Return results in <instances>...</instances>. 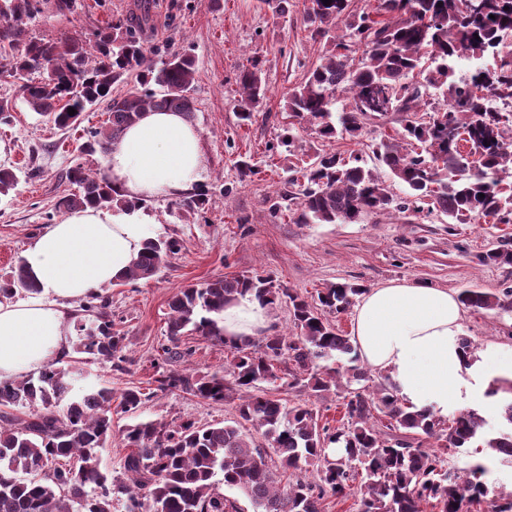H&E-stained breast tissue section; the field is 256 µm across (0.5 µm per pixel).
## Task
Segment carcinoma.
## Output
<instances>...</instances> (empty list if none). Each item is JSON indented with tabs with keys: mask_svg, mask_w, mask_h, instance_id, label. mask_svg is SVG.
I'll use <instances>...</instances> for the list:
<instances>
[{
	"mask_svg": "<svg viewBox=\"0 0 512 512\" xmlns=\"http://www.w3.org/2000/svg\"><path fill=\"white\" fill-rule=\"evenodd\" d=\"M303 20L312 35L336 37L303 79L288 88L291 122L277 143L291 151L299 127L317 137L362 135L368 121L400 114V141L382 140L374 157L389 178L409 190L396 199L378 171L355 156L313 148L310 162L292 170L270 205L273 216L288 211L296 224L351 223L366 215L406 213L426 199L453 224L488 217L512 224V0H378L359 14L352 0H309ZM80 0H0V57L8 71L24 77L22 97L37 115L59 129L76 125L88 108L103 104L108 118L88 131L82 152L105 156L144 112H179L191 119L197 68L187 53L155 64L136 28L149 4L125 25L98 31L90 45L75 38L33 39L28 24L48 8L57 17L78 14ZM497 58L456 78L459 60ZM132 86L112 95L118 82ZM238 120L251 125L267 93L257 66L239 72ZM76 113L68 114V108ZM75 186L59 197L58 211L87 207L126 208L130 202L101 168L77 163L66 172ZM18 176L0 167V195L14 190ZM205 188L177 206L208 209ZM181 250L175 237L150 238L118 283L153 279ZM484 263L512 264V250L492 249ZM32 291L23 263L0 277V296ZM364 288L333 283L306 299L266 276H235L189 284L171 297L168 358H185V336L224 344L230 378L157 371L154 388L91 387L69 397L82 375L81 355L129 362L125 337L114 330L109 298L95 291L79 302L76 356L66 354L38 373L0 382V512H244L224 488L238 490L251 512H321L327 498H357L358 512H512V493L489 487V468L476 455L494 452L512 464V380L496 378L487 395H508L497 411L501 427L476 409L436 418L412 411L392 382L370 389L352 336L324 318L341 313ZM249 295L266 308L288 304L297 336L268 333L256 343L224 339V307ZM460 302L474 310L512 308V289L499 293L465 290ZM268 387H262V384ZM302 384L314 393L340 390L345 412L336 427L318 426L307 404L281 397ZM180 390L203 401L235 403L237 419L223 425L137 421L119 428L129 452L124 478L93 465L112 439L114 416L135 414L160 392ZM387 423L377 424V415ZM262 431V448L243 432ZM471 457L458 465V455Z\"/></svg>",
	"mask_w": 512,
	"mask_h": 512,
	"instance_id": "1",
	"label": "carcinoma"
}]
</instances>
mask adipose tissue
Returning a JSON list of instances; mask_svg holds the SVG:
<instances>
[{"label": "adipose tissue", "instance_id": "obj_1", "mask_svg": "<svg viewBox=\"0 0 512 512\" xmlns=\"http://www.w3.org/2000/svg\"><path fill=\"white\" fill-rule=\"evenodd\" d=\"M104 170L135 207L72 211L29 241L22 262L33 292L0 298L1 382L70 352L69 309L119 279L143 249L150 222L142 204L193 192L202 183V136L180 113L145 112L113 143ZM462 318V306L448 289L389 284L362 296L352 336L362 362L384 372L404 403L444 418L452 404L493 406L486 394L492 378H512V353L464 348ZM266 326L264 308L251 297L224 310L226 337L254 336Z\"/></svg>", "mask_w": 512, "mask_h": 512}]
</instances>
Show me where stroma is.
<instances>
[{
    "mask_svg": "<svg viewBox=\"0 0 512 512\" xmlns=\"http://www.w3.org/2000/svg\"><path fill=\"white\" fill-rule=\"evenodd\" d=\"M76 18L40 16L28 26L30 36L57 40L65 36L91 42L105 26L123 23L136 11L137 0H81ZM308 0H289L278 15L260 0H151L141 38L147 50L191 54L198 71L192 123L202 133L206 160L204 184L213 200L202 214L176 208L173 199L147 203L144 211L158 226V236L180 238L182 251L148 282L101 290L111 302L116 330L125 336L131 363L118 371L111 364L88 363L84 379L72 392L99 383L119 391L147 386L157 367L199 375L223 373V345L199 336L186 337L192 356L167 359L168 302L189 283L218 277L270 276L304 296L336 282L376 288L393 282H416L454 292H495L512 287V264L481 263L485 252L512 250V224H452L440 212L371 215L357 223L296 224L290 216L274 219L269 206L289 176L296 156L316 145L313 130L299 132L293 151L270 154L286 124L284 95L318 61L326 41L312 37L303 22ZM258 64L268 92L249 126L237 119V77L243 67ZM0 97L14 101V121L0 125V165L14 168L19 182L0 197V276L21 260L31 238L61 215L54 209L67 189L66 170L82 162L78 146L84 132L106 119L103 108L85 112L80 127L62 132L39 119L25 104L18 82L0 76ZM396 117L369 121L360 139L338 138L327 150L349 157L362 155L374 166L372 149L397 137ZM250 157L258 171L240 177L237 162ZM463 334L484 351L512 352V309L465 310ZM140 420L200 425L232 421L235 407L181 393L157 394L137 412Z\"/></svg>",
    "mask_w": 512,
    "mask_h": 512,
    "instance_id": "obj_1",
    "label": "stroma"
}]
</instances>
